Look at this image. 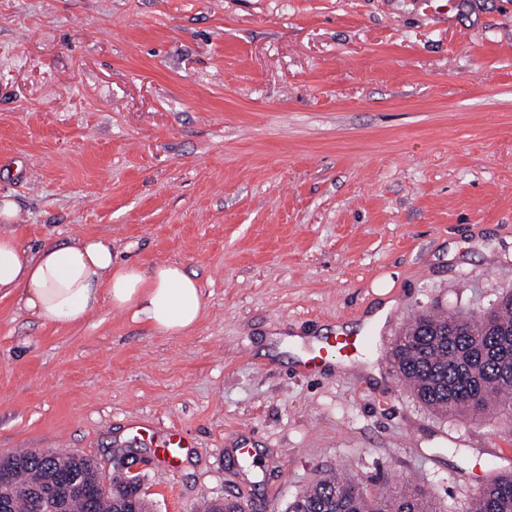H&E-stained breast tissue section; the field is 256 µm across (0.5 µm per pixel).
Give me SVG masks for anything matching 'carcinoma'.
I'll use <instances>...</instances> for the list:
<instances>
[{"label":"carcinoma","instance_id":"carcinoma-1","mask_svg":"<svg viewBox=\"0 0 512 512\" xmlns=\"http://www.w3.org/2000/svg\"><path fill=\"white\" fill-rule=\"evenodd\" d=\"M390 364L426 407L448 417L477 418L489 411L512 417V293L484 316L467 324L454 316L423 313L409 324L390 349ZM13 481L43 485L49 471L76 473L89 486L97 483V466L63 451H24L13 456ZM121 499L98 494L73 496L63 485L56 492L63 512H149L130 478H114ZM204 512H249L248 504L226 499ZM287 512H438L436 504L408 483L382 484L372 490L354 477H324L289 504ZM466 512H512V471L489 480Z\"/></svg>","mask_w":512,"mask_h":512}]
</instances>
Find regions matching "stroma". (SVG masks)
<instances>
[{
  "mask_svg": "<svg viewBox=\"0 0 512 512\" xmlns=\"http://www.w3.org/2000/svg\"><path fill=\"white\" fill-rule=\"evenodd\" d=\"M5 200L23 249L180 263L206 314L165 336L103 302L62 329L1 298L0 456L89 457L151 512H285L342 474L465 512L512 471V421L437 415L387 359L420 314L512 291V0H0ZM386 302L361 372L299 373L291 337ZM163 446V448H160L158 461L167 467L173 468L175 467L174 461H178L177 456L180 448H190V442L185 433L173 429L167 431Z\"/></svg>",
  "mask_w": 512,
  "mask_h": 512,
  "instance_id": "obj_1",
  "label": "stroma"
}]
</instances>
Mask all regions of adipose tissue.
I'll return each mask as SVG.
<instances>
[{"label":"adipose tissue","mask_w":512,"mask_h":512,"mask_svg":"<svg viewBox=\"0 0 512 512\" xmlns=\"http://www.w3.org/2000/svg\"><path fill=\"white\" fill-rule=\"evenodd\" d=\"M25 312L68 327L100 302L130 314L151 333L179 335L197 325L206 303L197 281L176 262L150 267L115 261L110 244L84 238L30 253L0 232V295Z\"/></svg>","instance_id":"obj_1"}]
</instances>
